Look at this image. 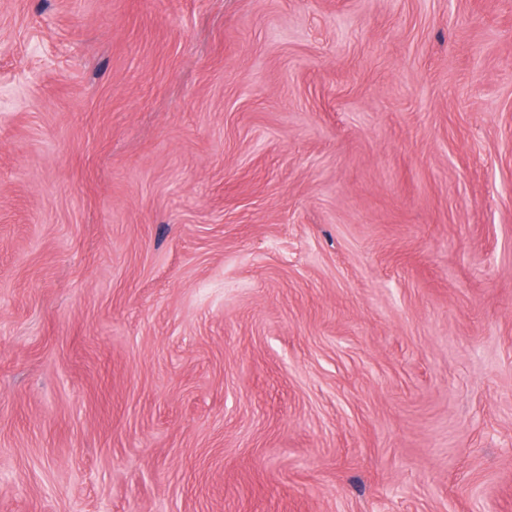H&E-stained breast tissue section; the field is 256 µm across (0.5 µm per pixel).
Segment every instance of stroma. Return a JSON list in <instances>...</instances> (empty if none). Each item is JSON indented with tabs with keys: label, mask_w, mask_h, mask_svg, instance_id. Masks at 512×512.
Instances as JSON below:
<instances>
[{
	"label": "stroma",
	"mask_w": 512,
	"mask_h": 512,
	"mask_svg": "<svg viewBox=\"0 0 512 512\" xmlns=\"http://www.w3.org/2000/svg\"><path fill=\"white\" fill-rule=\"evenodd\" d=\"M0 512H512V0H0Z\"/></svg>",
	"instance_id": "stroma-1"
}]
</instances>
